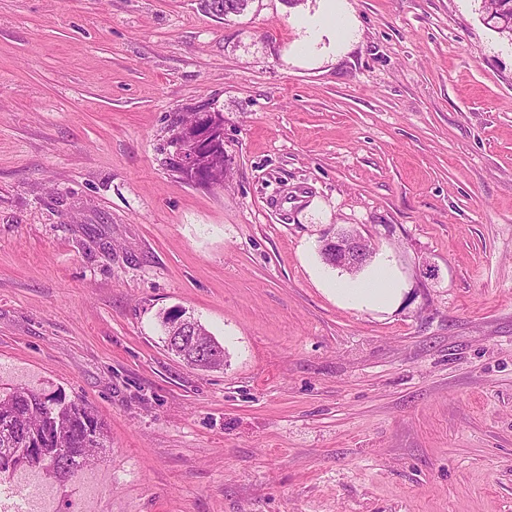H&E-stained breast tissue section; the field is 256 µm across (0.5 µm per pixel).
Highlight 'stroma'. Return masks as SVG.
Returning <instances> with one entry per match:
<instances>
[{
  "instance_id": "obj_1",
  "label": "stroma",
  "mask_w": 512,
  "mask_h": 512,
  "mask_svg": "<svg viewBox=\"0 0 512 512\" xmlns=\"http://www.w3.org/2000/svg\"><path fill=\"white\" fill-rule=\"evenodd\" d=\"M321 8L0 0V389L112 442L95 502L40 476L54 512H512V38L481 0H344L338 49ZM205 100L201 189L161 147ZM381 269L387 305L332 289ZM174 310L223 368L167 349ZM367 241L354 231H341L329 236L323 242L333 264L351 271L362 269L370 258L365 249ZM163 324L165 327V343L168 347L169 336H186L184 338L185 347L182 349L184 351L183 358L187 361L192 359V337L191 336H202L205 339H211L210 332L206 329L204 325H202L197 320L194 321L193 329H183L178 331L175 323L173 322L170 313L163 317Z\"/></svg>"
}]
</instances>
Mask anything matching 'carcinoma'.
I'll return each mask as SVG.
<instances>
[{
	"instance_id": "1",
	"label": "carcinoma",
	"mask_w": 512,
	"mask_h": 512,
	"mask_svg": "<svg viewBox=\"0 0 512 512\" xmlns=\"http://www.w3.org/2000/svg\"><path fill=\"white\" fill-rule=\"evenodd\" d=\"M209 10L221 15L243 12L247 0H205ZM487 22L499 33L512 37V0H485ZM210 161L202 169L182 168L177 178L186 184L208 179L224 182L229 165L224 161V140L210 145ZM166 336L184 337L183 358L192 359V337L210 338L196 321L180 330L171 315L163 317ZM110 447L107 429L93 406L84 399L62 402L27 387L0 391V477L23 468L39 469L66 480L83 467L98 450Z\"/></svg>"
}]
</instances>
